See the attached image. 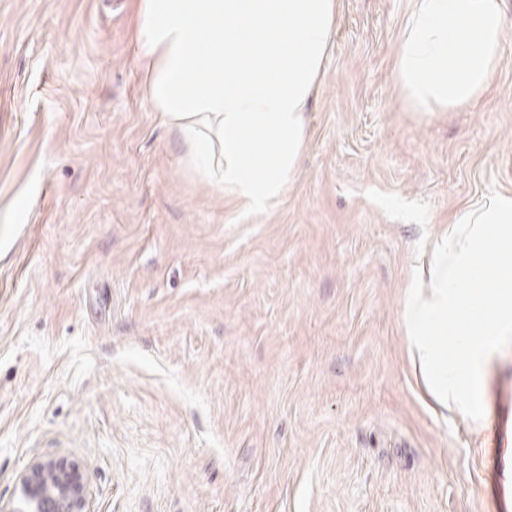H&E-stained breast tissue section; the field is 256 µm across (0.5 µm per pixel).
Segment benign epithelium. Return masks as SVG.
<instances>
[{
  "label": "benign epithelium",
  "mask_w": 512,
  "mask_h": 512,
  "mask_svg": "<svg viewBox=\"0 0 512 512\" xmlns=\"http://www.w3.org/2000/svg\"><path fill=\"white\" fill-rule=\"evenodd\" d=\"M85 486L79 466L64 458H49L21 476L20 498L0 512H84Z\"/></svg>",
  "instance_id": "obj_1"
}]
</instances>
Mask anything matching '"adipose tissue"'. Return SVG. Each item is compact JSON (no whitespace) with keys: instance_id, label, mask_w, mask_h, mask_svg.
<instances>
[{"instance_id":"1","label":"adipose tissue","mask_w":512,"mask_h":512,"mask_svg":"<svg viewBox=\"0 0 512 512\" xmlns=\"http://www.w3.org/2000/svg\"><path fill=\"white\" fill-rule=\"evenodd\" d=\"M336 0H140L136 42L154 111L199 174L270 207L294 173ZM512 194L453 216L400 321L434 401L472 419L487 365L512 343Z\"/></svg>"}]
</instances>
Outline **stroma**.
<instances>
[{
  "instance_id": "stroma-1",
  "label": "stroma",
  "mask_w": 512,
  "mask_h": 512,
  "mask_svg": "<svg viewBox=\"0 0 512 512\" xmlns=\"http://www.w3.org/2000/svg\"><path fill=\"white\" fill-rule=\"evenodd\" d=\"M138 0H0V503L45 458L85 512H500L489 419L400 325L428 242L512 192V0L468 107L405 105L411 0H336L298 168L250 209L191 171L135 63ZM484 406L512 411V349Z\"/></svg>"
}]
</instances>
